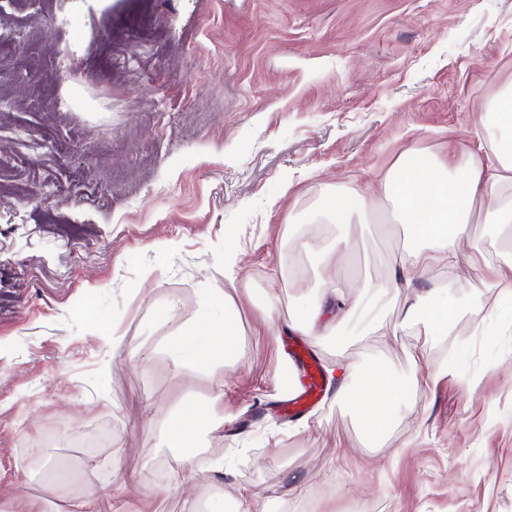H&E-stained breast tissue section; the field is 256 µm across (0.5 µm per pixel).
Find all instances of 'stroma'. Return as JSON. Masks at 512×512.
Here are the masks:
<instances>
[{
    "label": "stroma",
    "instance_id": "stroma-1",
    "mask_svg": "<svg viewBox=\"0 0 512 512\" xmlns=\"http://www.w3.org/2000/svg\"><path fill=\"white\" fill-rule=\"evenodd\" d=\"M0 62L13 72L0 80V512L20 490L60 512L48 461L95 466L100 512H187L175 491L131 496L133 482L160 485L164 427L193 405L208 409L196 512H235L242 487L266 492L269 512H512V323L491 318L486 265L419 280L452 293L444 336L414 319L315 343L274 334L252 303L272 288L296 315L336 237L351 278H388L401 232L305 224L310 252L283 267L291 221L406 151L491 152L481 106L512 83V0H0ZM166 241L177 249L161 268ZM208 284L239 312L243 356L187 374L164 341ZM112 321L136 362L99 338ZM294 344L325 368L418 379L388 440H369L329 387L308 415H284L301 383ZM87 429L104 445L72 446ZM38 433L39 468L26 449ZM235 448L250 451L244 467L210 468Z\"/></svg>",
    "mask_w": 512,
    "mask_h": 512
}]
</instances>
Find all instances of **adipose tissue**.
Instances as JSON below:
<instances>
[{
  "instance_id": "obj_1",
  "label": "adipose tissue",
  "mask_w": 512,
  "mask_h": 512,
  "mask_svg": "<svg viewBox=\"0 0 512 512\" xmlns=\"http://www.w3.org/2000/svg\"><path fill=\"white\" fill-rule=\"evenodd\" d=\"M480 120L502 132L492 155L463 158L453 150L441 156L411 150L400 155L368 191L339 189L323 197L320 214L329 224L354 223L369 213L375 199L392 205L397 223L406 228L393 264L394 279L363 285L357 302L350 304L335 265L326 260L320 271L323 291L305 300L298 315L282 319L276 291H267L257 300L258 309L268 321L315 336L356 312L359 300L375 307L390 289L413 288L415 280L432 266L456 262L458 247L472 241L473 216L478 211L501 233L475 248L469 263L477 265L488 251L498 252L501 262L491 267V281L512 301V251L504 242L512 235V85L500 91L489 113L481 115ZM454 310L449 291L430 288L415 291L413 301L405 306L404 317L419 318L431 335L444 336ZM241 334L239 314L227 303L224 291L210 288L199 313L183 320L165 344L183 368L201 374L218 365L238 362L243 355ZM328 378L337 399L348 402L360 415L370 439L389 437L399 409L409 399L410 386L404 379L381 369L357 373L352 365L340 360L329 368ZM206 417L204 409L194 408L168 423L167 462L172 472L182 476L190 470L192 460L186 451L195 447L199 426Z\"/></svg>"
}]
</instances>
